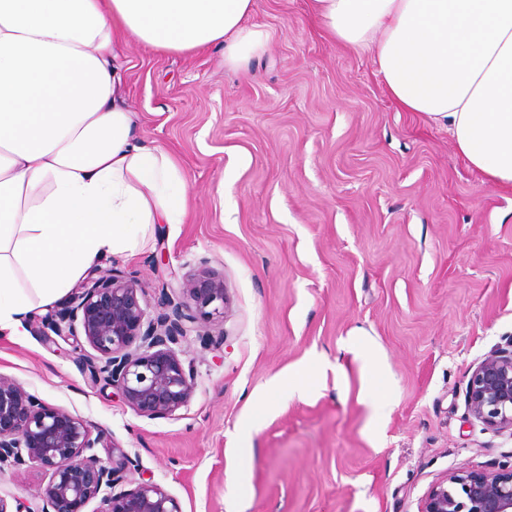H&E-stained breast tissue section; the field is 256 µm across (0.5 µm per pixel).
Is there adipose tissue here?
<instances>
[{
	"label": "adipose tissue",
	"instance_id": "1",
	"mask_svg": "<svg viewBox=\"0 0 512 512\" xmlns=\"http://www.w3.org/2000/svg\"><path fill=\"white\" fill-rule=\"evenodd\" d=\"M255 0H0V333L186 217V180L135 135L116 34L169 53L266 46ZM326 33L370 51L389 97L447 127L484 182L512 187V0H310Z\"/></svg>",
	"mask_w": 512,
	"mask_h": 512
}]
</instances>
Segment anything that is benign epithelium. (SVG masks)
<instances>
[{
  "label": "benign epithelium",
  "mask_w": 512,
  "mask_h": 512,
  "mask_svg": "<svg viewBox=\"0 0 512 512\" xmlns=\"http://www.w3.org/2000/svg\"><path fill=\"white\" fill-rule=\"evenodd\" d=\"M224 303V281L202 271L162 292L161 308L152 313L143 288L110 269L86 281L41 324L58 336H84L95 351L87 357L93 380L111 385L136 414L167 418L188 406L195 389L193 369L176 350L195 323L192 311L221 316ZM466 403L485 428L512 431V343L474 369ZM99 442L82 417L48 407L0 377V469L42 468L48 481L40 491L41 512H84L96 500L93 512H180L177 500L152 480L118 489L138 461L114 444L108 464L95 451ZM419 512H512V466L452 472L429 487Z\"/></svg>",
  "instance_id": "7a95c632"
}]
</instances>
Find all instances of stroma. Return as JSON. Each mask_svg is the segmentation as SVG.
Masks as SVG:
<instances>
[{
	"label": "stroma",
	"mask_w": 512,
	"mask_h": 512,
	"mask_svg": "<svg viewBox=\"0 0 512 512\" xmlns=\"http://www.w3.org/2000/svg\"><path fill=\"white\" fill-rule=\"evenodd\" d=\"M267 42L248 66L224 49L167 54L117 40L136 136L188 182V216L97 270L135 278L150 306L208 269L224 282L220 346L179 344L195 391L172 418L93 381L85 340L0 334V376L87 420L98 456L120 445L135 481L181 512H418L457 470L512 463V433L469 419L475 367L512 343V189L485 184L445 127L401 111L369 55L325 33L308 0H256ZM372 343L383 372L344 350ZM382 389L384 415L360 401ZM267 412L254 420L257 404ZM33 464L0 473L9 508L40 512Z\"/></svg>",
	"instance_id": "stroma-1"
}]
</instances>
